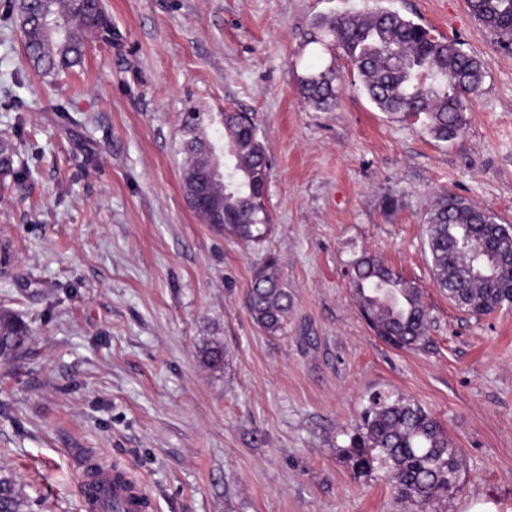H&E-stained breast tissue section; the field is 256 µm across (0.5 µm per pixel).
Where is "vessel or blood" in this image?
I'll return each instance as SVG.
<instances>
[{
    "label": "vessel or blood",
    "mask_w": 512,
    "mask_h": 512,
    "mask_svg": "<svg viewBox=\"0 0 512 512\" xmlns=\"http://www.w3.org/2000/svg\"><path fill=\"white\" fill-rule=\"evenodd\" d=\"M84 488L94 502V512H150L152 507L143 484L117 466H98L85 476Z\"/></svg>",
    "instance_id": "vessel-or-blood-1"
}]
</instances>
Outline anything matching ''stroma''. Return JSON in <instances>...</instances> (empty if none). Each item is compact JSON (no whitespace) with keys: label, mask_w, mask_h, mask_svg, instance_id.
Listing matches in <instances>:
<instances>
[{"label":"stroma","mask_w":512,"mask_h":512,"mask_svg":"<svg viewBox=\"0 0 512 512\" xmlns=\"http://www.w3.org/2000/svg\"><path fill=\"white\" fill-rule=\"evenodd\" d=\"M388 3L487 63L450 141L376 109L342 58L335 108L300 93L312 22L377 0H103L117 40L52 82L0 14V133L28 171L0 186V306L34 330L0 363V470L27 512H85L84 452L137 476L154 512H412L342 455L377 394L422 405L461 450L459 492L426 512H512V306L456 307L426 246L445 194L512 225V50L465 0ZM228 107L253 116L270 160L273 231L255 249L212 231L180 181L185 113L220 145ZM366 253L420 288L421 348L362 316L350 272ZM268 254L291 296L275 336L245 307ZM207 339L223 372L198 361Z\"/></svg>","instance_id":"35a3bbf8"}]
</instances>
